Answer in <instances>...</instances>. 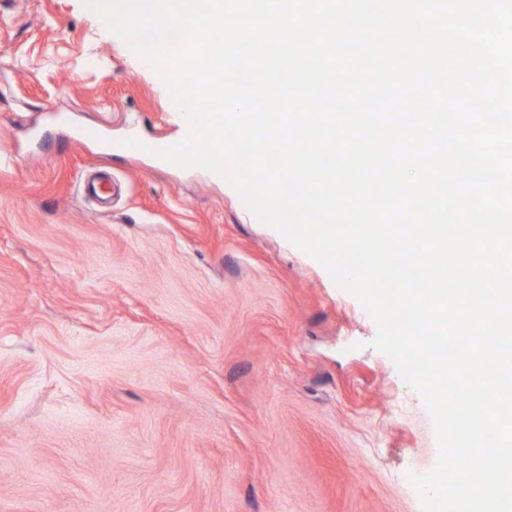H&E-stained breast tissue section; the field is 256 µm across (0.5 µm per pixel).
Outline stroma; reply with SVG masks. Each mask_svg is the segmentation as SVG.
I'll return each instance as SVG.
<instances>
[{
  "label": "stroma",
  "instance_id": "obj_1",
  "mask_svg": "<svg viewBox=\"0 0 512 512\" xmlns=\"http://www.w3.org/2000/svg\"><path fill=\"white\" fill-rule=\"evenodd\" d=\"M188 133L82 0H0V512H421L432 416L360 300L123 148Z\"/></svg>",
  "mask_w": 512,
  "mask_h": 512
}]
</instances>
